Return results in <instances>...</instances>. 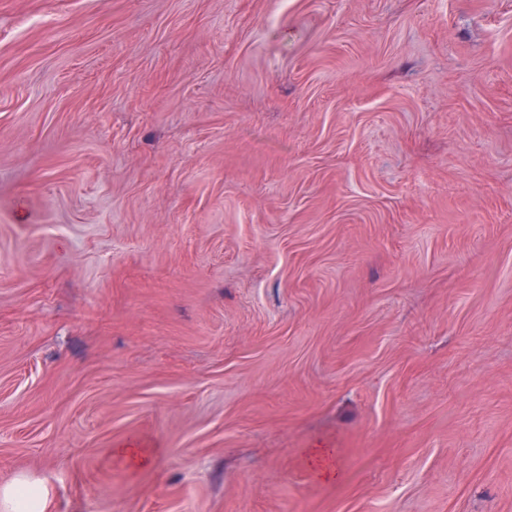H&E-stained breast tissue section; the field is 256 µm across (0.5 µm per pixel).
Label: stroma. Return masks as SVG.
I'll return each instance as SVG.
<instances>
[{
    "instance_id": "obj_1",
    "label": "stroma",
    "mask_w": 512,
    "mask_h": 512,
    "mask_svg": "<svg viewBox=\"0 0 512 512\" xmlns=\"http://www.w3.org/2000/svg\"><path fill=\"white\" fill-rule=\"evenodd\" d=\"M18 479L512 512V0H0Z\"/></svg>"
}]
</instances>
